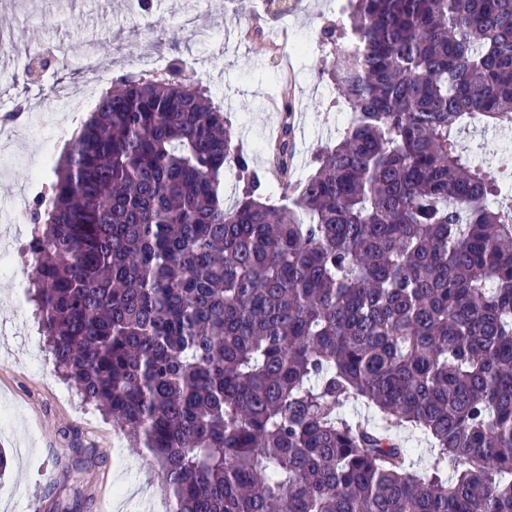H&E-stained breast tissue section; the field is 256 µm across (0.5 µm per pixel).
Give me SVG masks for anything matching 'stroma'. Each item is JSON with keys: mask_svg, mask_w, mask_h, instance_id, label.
I'll use <instances>...</instances> for the list:
<instances>
[{"mask_svg": "<svg viewBox=\"0 0 512 512\" xmlns=\"http://www.w3.org/2000/svg\"><path fill=\"white\" fill-rule=\"evenodd\" d=\"M345 4L297 0L284 19L251 0H151L158 30L150 34L136 0H0V31L15 58L42 44L73 56L93 51L105 88L137 72L145 51L203 73L262 171L268 157L257 146L280 120L263 102L287 90L297 106L292 178L300 181L314 172L315 152L336 144L347 109L330 86V44L299 55L271 36L283 28L294 38L319 33ZM36 96L34 86L0 81V112L20 128L0 149V250L9 254L0 271V447L10 458L0 512H132L125 496L138 489L162 504L167 493L151 479L145 453L59 378L27 301L30 229L21 217L38 191L31 171L43 153L59 157L70 137L59 113L40 108Z\"/></svg>", "mask_w": 512, "mask_h": 512, "instance_id": "35a3bbf8", "label": "stroma"}]
</instances>
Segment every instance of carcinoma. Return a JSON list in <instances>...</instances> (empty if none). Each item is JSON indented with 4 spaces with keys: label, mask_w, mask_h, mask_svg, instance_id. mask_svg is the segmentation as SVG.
<instances>
[{
    "label": "carcinoma",
    "mask_w": 512,
    "mask_h": 512,
    "mask_svg": "<svg viewBox=\"0 0 512 512\" xmlns=\"http://www.w3.org/2000/svg\"><path fill=\"white\" fill-rule=\"evenodd\" d=\"M345 14L323 35L349 120L291 184L282 96L278 199L206 85L141 73L24 214L55 371L174 512H512V207L459 145L512 123V0Z\"/></svg>",
    "instance_id": "cac0c4a2"
}]
</instances>
